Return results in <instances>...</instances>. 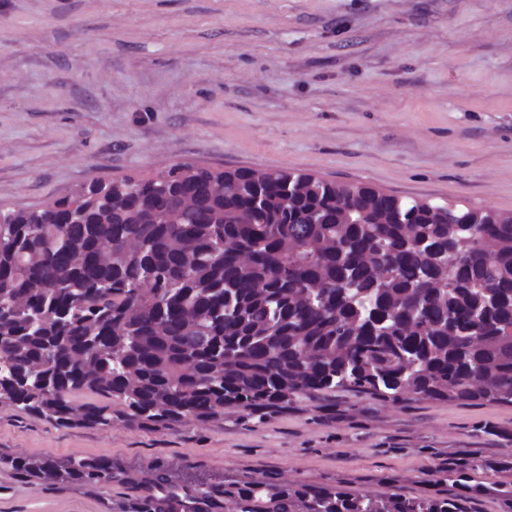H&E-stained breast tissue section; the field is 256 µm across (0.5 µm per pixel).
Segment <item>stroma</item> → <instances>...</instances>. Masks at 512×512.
<instances>
[{
	"instance_id": "obj_1",
	"label": "stroma",
	"mask_w": 512,
	"mask_h": 512,
	"mask_svg": "<svg viewBox=\"0 0 512 512\" xmlns=\"http://www.w3.org/2000/svg\"><path fill=\"white\" fill-rule=\"evenodd\" d=\"M291 169L512 213V0H0V204L41 207L174 164ZM484 462L475 496L448 474ZM106 457L128 482L29 483L0 512H122L154 461L180 484L446 493L504 512L512 405L348 389L264 419L61 427L0 402V456Z\"/></svg>"
}]
</instances>
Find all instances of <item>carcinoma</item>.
<instances>
[{"mask_svg": "<svg viewBox=\"0 0 512 512\" xmlns=\"http://www.w3.org/2000/svg\"><path fill=\"white\" fill-rule=\"evenodd\" d=\"M0 401L61 427L265 417L347 388L512 404V215L288 169L176 164L46 207L0 205ZM89 392L98 403L76 405ZM124 410L112 414V399ZM22 480L125 481L105 457L17 456ZM478 467L450 463L457 482ZM126 512H459L269 480L178 488L157 463Z\"/></svg>", "mask_w": 512, "mask_h": 512, "instance_id": "obj_1", "label": "carcinoma"}]
</instances>
